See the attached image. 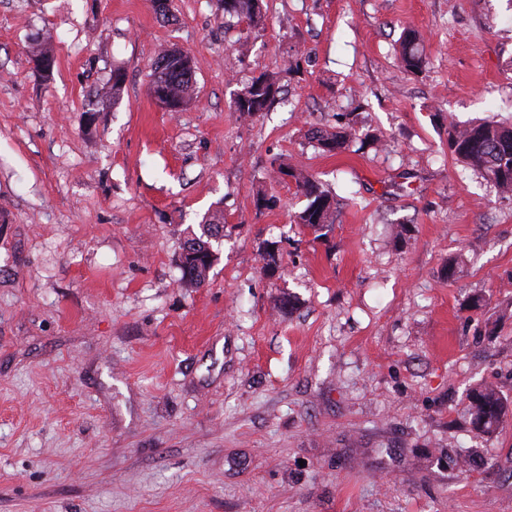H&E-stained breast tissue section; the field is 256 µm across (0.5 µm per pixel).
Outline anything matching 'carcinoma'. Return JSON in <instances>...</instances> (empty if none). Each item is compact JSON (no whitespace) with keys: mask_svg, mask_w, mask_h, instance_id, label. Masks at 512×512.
<instances>
[{"mask_svg":"<svg viewBox=\"0 0 512 512\" xmlns=\"http://www.w3.org/2000/svg\"><path fill=\"white\" fill-rule=\"evenodd\" d=\"M224 13L234 15L238 22L250 28L262 22L260 0H221ZM399 55L403 67L416 72L426 65V57L419 34L411 29L403 32L399 41ZM124 83L121 69L112 70L104 97L120 95ZM280 92L276 80L261 75L252 79L234 99V109L241 116H252L262 112L277 98ZM194 71L188 57H172L170 50L158 53L153 62V78L150 94L156 100L170 99L181 106L193 99ZM352 135L349 127L329 132L318 130L314 133L318 149L331 153L345 146ZM448 149L466 168L479 173L492 183L498 192L512 193V123L505 121L478 120L466 125L448 122ZM288 176L294 178L298 191L306 198L307 205L295 216V223L314 231L328 227L333 222L334 197L314 176L288 169ZM201 234L186 238L180 257L185 281L200 286L206 282L210 270L217 260L212 240L224 232L221 217L213 214L200 225ZM467 412L473 427L483 434H493L502 425L508 412L503 395L491 385H483L469 396Z\"/></svg>","mask_w":512,"mask_h":512,"instance_id":"carcinoma-1","label":"carcinoma"}]
</instances>
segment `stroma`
Segmentation results:
<instances>
[{
  "label": "stroma",
  "mask_w": 512,
  "mask_h": 512,
  "mask_svg": "<svg viewBox=\"0 0 512 512\" xmlns=\"http://www.w3.org/2000/svg\"><path fill=\"white\" fill-rule=\"evenodd\" d=\"M263 9L251 31L218 0H0V512H512V419L466 412L482 384L512 401V199L448 149L449 121L512 122V0ZM172 46L179 112L149 92ZM263 74L281 95L239 117ZM276 163L335 196L323 237ZM211 214L196 287L181 247ZM399 55L401 63L407 71H420L426 65L422 39L414 30L406 29L403 32L399 41ZM152 77L150 94L157 101L164 96L184 108L193 99L194 71L187 56L172 58L170 50L163 49L154 59ZM163 106L172 112L181 109L172 103ZM353 128H340L339 130L329 132L327 130H317L313 135L318 149L325 153H331L344 148L346 142L352 135ZM217 214H212L199 224L201 234H191L186 238L180 257V265L185 281L200 286L206 282L210 270L217 260V252L213 249V238L223 233L224 222ZM216 241V240H214Z\"/></svg>",
  "instance_id": "1"
}]
</instances>
